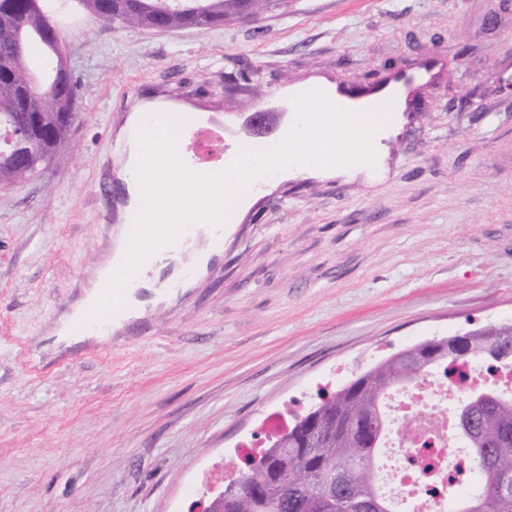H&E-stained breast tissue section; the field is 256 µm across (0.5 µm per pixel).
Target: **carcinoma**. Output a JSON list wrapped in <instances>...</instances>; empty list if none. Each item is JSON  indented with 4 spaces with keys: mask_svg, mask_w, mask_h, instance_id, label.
Wrapping results in <instances>:
<instances>
[{
    "mask_svg": "<svg viewBox=\"0 0 512 512\" xmlns=\"http://www.w3.org/2000/svg\"><path fill=\"white\" fill-rule=\"evenodd\" d=\"M94 15L107 14L124 25L153 28L165 16L172 30L189 25H220L246 8H260L263 0H82ZM49 20L37 0H0V128L34 126L29 148L31 167L14 166L6 145L0 144V184L22 181L30 168L52 159L66 143L69 126L63 112H74L78 88L64 85L63 97L44 94L32 105L23 103V82L31 60L43 58L51 67L66 65L62 41L46 36ZM469 340L452 356L441 351L428 356L425 367L409 365L421 358L414 344L356 377L297 419L288 433L276 438L261 455L247 463L242 475L224 488V503L212 512H392L375 485L374 452L387 424L382 412L385 395L401 375H428L441 368L453 376L464 363H484L495 369L486 349L496 343L512 356V323L468 331ZM474 418L468 437L471 463L480 475L483 492L464 501L457 512H512V395L491 385Z\"/></svg>",
    "mask_w": 512,
    "mask_h": 512,
    "instance_id": "obj_1",
    "label": "carcinoma"
}]
</instances>
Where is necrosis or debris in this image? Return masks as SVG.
Here are the masks:
<instances>
[{
	"instance_id": "1",
	"label": "necrosis or debris",
	"mask_w": 512,
	"mask_h": 512,
	"mask_svg": "<svg viewBox=\"0 0 512 512\" xmlns=\"http://www.w3.org/2000/svg\"><path fill=\"white\" fill-rule=\"evenodd\" d=\"M485 382L512 390V369L491 374L468 366L460 378L439 372L385 397L391 422L410 426L380 444L379 488L394 512H455L459 500L476 492L478 476L453 435L448 405L466 385Z\"/></svg>"
}]
</instances>
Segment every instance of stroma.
Returning a JSON list of instances; mask_svg holds the SVG:
<instances>
[{
	"instance_id": "1",
	"label": "stroma",
	"mask_w": 512,
	"mask_h": 512,
	"mask_svg": "<svg viewBox=\"0 0 512 512\" xmlns=\"http://www.w3.org/2000/svg\"><path fill=\"white\" fill-rule=\"evenodd\" d=\"M81 98L69 143L0 186V512H194L237 447L398 351L512 322V0H269L159 32L48 0ZM439 57L416 113H392L374 170L284 172L145 272L104 342L55 327L127 226L117 139L162 96L249 141L284 90L360 85ZM349 368L337 377V365Z\"/></svg>"
}]
</instances>
